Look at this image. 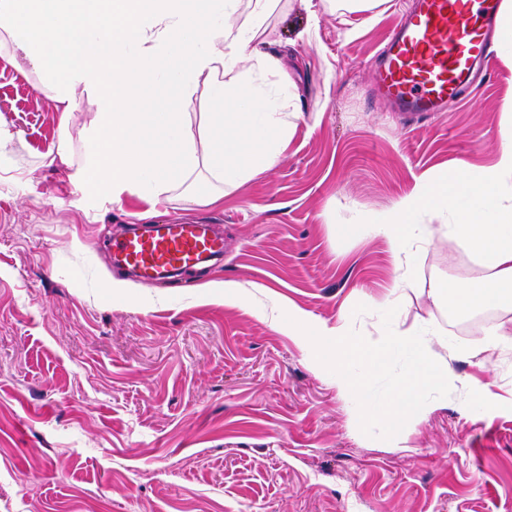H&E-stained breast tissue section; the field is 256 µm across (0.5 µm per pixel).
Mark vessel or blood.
Returning a JSON list of instances; mask_svg holds the SVG:
<instances>
[{
  "label": "vessel or blood",
  "instance_id": "1",
  "mask_svg": "<svg viewBox=\"0 0 512 512\" xmlns=\"http://www.w3.org/2000/svg\"><path fill=\"white\" fill-rule=\"evenodd\" d=\"M500 0H412L373 64L374 92L414 118L447 111L489 67L499 34ZM115 268L153 282L224 256V239L208 224L171 221L132 229L110 241Z\"/></svg>",
  "mask_w": 512,
  "mask_h": 512
}]
</instances>
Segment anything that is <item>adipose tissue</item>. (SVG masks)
<instances>
[{
	"mask_svg": "<svg viewBox=\"0 0 512 512\" xmlns=\"http://www.w3.org/2000/svg\"><path fill=\"white\" fill-rule=\"evenodd\" d=\"M274 7L275 0H0V56L23 63L59 112L55 154L82 195L118 206L128 194L154 201L179 187L186 203L212 205L223 200V187L274 168L293 135L297 88L282 78L280 59L259 48ZM197 102L204 111H193ZM81 110L90 119L76 141L83 148L77 164L69 128ZM501 141L480 175H421L392 213L374 222L373 231L394 247L387 313L413 287L412 247L441 235L487 273L457 289L434 281V302L452 297L461 311L512 302V126L502 129ZM206 174L221 189L203 198L191 186ZM287 327L312 355L318 338L331 340L328 363L347 394H363L403 355L383 404L363 410L365 419L392 427L427 393L451 386L456 357L512 344L493 324L464 347L387 326L379 340L366 341L349 334L345 318L331 326L298 308L289 309Z\"/></svg>",
	"mask_w": 512,
	"mask_h": 512,
	"instance_id": "adipose-tissue-1",
	"label": "adipose tissue"
}]
</instances>
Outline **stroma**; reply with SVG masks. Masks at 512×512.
<instances>
[{"label": "stroma", "instance_id": "stroma-1", "mask_svg": "<svg viewBox=\"0 0 512 512\" xmlns=\"http://www.w3.org/2000/svg\"><path fill=\"white\" fill-rule=\"evenodd\" d=\"M406 0L368 15L326 0H279L270 52L298 88L279 164L216 205L171 192L153 223L212 221L224 259L160 284L114 271L104 242L147 202L78 199L50 163L59 114L34 78L0 57V512H512V349L453 361L459 382L392 428L362 418L297 337L289 306L317 322L346 314L377 337L393 248L366 229L422 174L493 164L512 124V51L450 110L406 125L371 94L370 60ZM483 272L440 237L415 252L402 328L467 345L438 279ZM231 280L233 306L207 284Z\"/></svg>", "mask_w": 512, "mask_h": 512}]
</instances>
